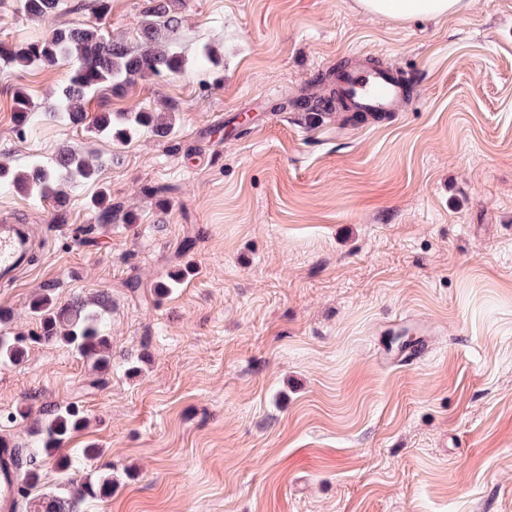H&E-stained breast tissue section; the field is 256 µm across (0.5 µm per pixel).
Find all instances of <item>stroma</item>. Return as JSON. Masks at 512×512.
Returning a JSON list of instances; mask_svg holds the SVG:
<instances>
[{"label":"stroma","instance_id":"1","mask_svg":"<svg viewBox=\"0 0 512 512\" xmlns=\"http://www.w3.org/2000/svg\"><path fill=\"white\" fill-rule=\"evenodd\" d=\"M77 2L62 20L135 44L145 0L99 20ZM183 3V70L109 99L173 106L163 139L49 119L19 136L14 92L53 101L69 66L0 63V164L65 146L108 160L58 213L0 192V218L45 242L0 288V336L38 333L41 289L63 306L104 293L112 352L104 373L55 343L0 363V438L33 445L43 411L81 410L68 476L43 464L37 488L111 475L78 512H512V0L439 20L358 0ZM47 27L0 0V45ZM204 45L220 66L198 61ZM356 50L408 70L412 107L312 123ZM102 190L109 224L91 208ZM422 328L419 361L381 367Z\"/></svg>","mask_w":512,"mask_h":512}]
</instances>
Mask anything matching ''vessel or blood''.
<instances>
[{
	"label": "vessel or blood",
	"mask_w": 512,
	"mask_h": 512,
	"mask_svg": "<svg viewBox=\"0 0 512 512\" xmlns=\"http://www.w3.org/2000/svg\"><path fill=\"white\" fill-rule=\"evenodd\" d=\"M338 96L348 111L379 117L404 111L412 91L396 68L356 55L333 75ZM37 245L27 226L0 225V284H10L24 267ZM428 347L427 341L396 352L385 360L388 368H401L417 361ZM18 485L7 452H0V512H7Z\"/></svg>",
	"instance_id": "1"
}]
</instances>
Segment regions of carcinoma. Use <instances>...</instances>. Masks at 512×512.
Masks as SVG:
<instances>
[{
  "label": "carcinoma",
  "mask_w": 512,
  "mask_h": 512,
  "mask_svg": "<svg viewBox=\"0 0 512 512\" xmlns=\"http://www.w3.org/2000/svg\"><path fill=\"white\" fill-rule=\"evenodd\" d=\"M180 0H148L138 23L140 48L131 49L121 40H107L93 25L78 26L61 21L52 26L40 39L11 48L0 49V60L7 64L27 67L34 64L53 66L68 62L70 71L56 98L48 107L34 101L18 90L13 95L14 123L18 131L30 129L42 110L66 123L86 126L96 134L109 138H123L133 130L146 129L164 137L171 127L169 113L150 109L114 113L100 109L89 114L88 106L100 101L106 94L124 92L140 81L176 74L182 69V60L175 50V41L181 28L178 12ZM60 0H21V11L30 19L52 18L58 13ZM103 166L102 158L93 159L71 149L59 151L52 167L35 160L30 167L13 171L0 166V191L28 194L38 191L43 201L61 205L67 198L66 188L73 182L96 180ZM96 220L110 224L116 216L106 193L92 201ZM103 294L97 306L77 303L60 307L49 289L43 290L29 303L30 314L39 320L42 334L37 339L59 341L76 350L96 370H106L110 363L109 338L104 319L98 307L105 305ZM24 336H0V362L19 363L27 352ZM86 425L84 414L75 407L46 413L40 429L37 447L28 449L13 446V463L22 474L11 512H72L69 500L46 496L34 503L28 500L29 491L39 481L41 463L53 461L66 470L67 461L61 449L71 435ZM107 478L88 480L76 488V496L99 497L111 489Z\"/></svg>",
  "instance_id": "obj_1"
}]
</instances>
